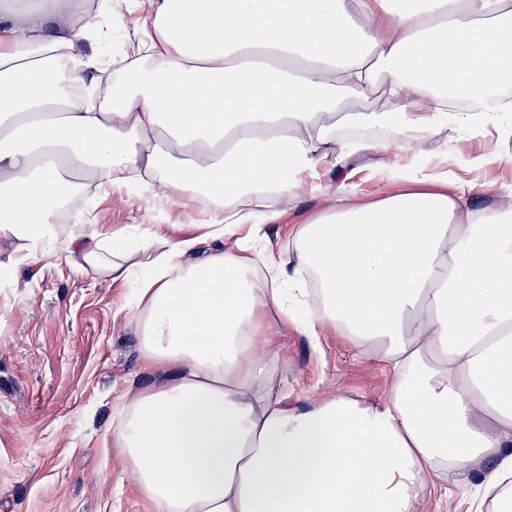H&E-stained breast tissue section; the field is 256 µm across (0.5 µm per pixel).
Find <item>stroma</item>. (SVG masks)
Returning a JSON list of instances; mask_svg holds the SVG:
<instances>
[{
  "label": "stroma",
  "mask_w": 512,
  "mask_h": 512,
  "mask_svg": "<svg viewBox=\"0 0 512 512\" xmlns=\"http://www.w3.org/2000/svg\"><path fill=\"white\" fill-rule=\"evenodd\" d=\"M122 52L137 47L141 13L120 0L103 17ZM151 192L130 187L98 198L104 227L157 224L162 216L195 223L173 205L158 215ZM322 202L299 192L265 247L280 250L288 228L319 216ZM131 289L39 253L0 278V512H152L112 446V412L129 385L150 386L141 361ZM277 381L291 404L321 394L382 400L389 376L371 358L332 339L280 335Z\"/></svg>",
  "instance_id": "1"
}]
</instances>
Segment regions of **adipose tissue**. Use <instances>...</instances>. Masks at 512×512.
I'll return each mask as SVG.
<instances>
[{
    "label": "adipose tissue",
    "instance_id": "adipose-tissue-1",
    "mask_svg": "<svg viewBox=\"0 0 512 512\" xmlns=\"http://www.w3.org/2000/svg\"><path fill=\"white\" fill-rule=\"evenodd\" d=\"M139 5L138 56L104 95L89 0H0V274L38 251L132 289L155 380L121 396L112 445L140 494L154 512H428L441 485L448 512H512V189L477 178L503 157L410 153L451 125L505 133L511 101L448 103L512 68V0ZM377 89L380 111L338 113L339 92ZM370 151L394 194L353 181ZM146 181L208 201L198 235L69 207ZM300 188L321 214L262 248ZM281 327L382 363L385 398L289 404Z\"/></svg>",
    "mask_w": 512,
    "mask_h": 512
}]
</instances>
